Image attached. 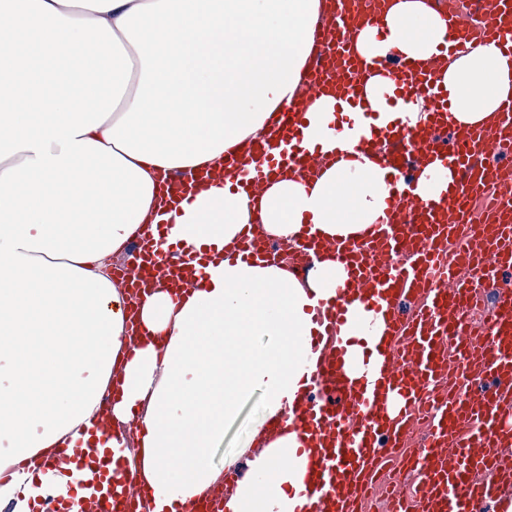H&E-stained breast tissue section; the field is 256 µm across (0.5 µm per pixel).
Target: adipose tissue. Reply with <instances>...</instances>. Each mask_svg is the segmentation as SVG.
<instances>
[{
	"mask_svg": "<svg viewBox=\"0 0 512 512\" xmlns=\"http://www.w3.org/2000/svg\"><path fill=\"white\" fill-rule=\"evenodd\" d=\"M322 0H0V440L19 467L0 472V507L31 512L69 499L95 465L59 473L23 460L68 446L90 450L105 418L115 458L137 463L146 512H179L214 485L211 449L241 399L265 388L253 425L250 475L227 512H296L271 493L298 485L277 457L297 431L267 426L298 399L316 367L311 310L348 279L331 254L306 278L245 260L244 225L288 241L312 224L358 238L383 218L379 156L335 157L337 101L309 109L308 140L330 161L315 179L288 173L261 198L224 172L299 94ZM389 41L376 38L379 30ZM447 21L426 0H387L360 33L366 58L396 51L442 65L458 123L492 125L512 99V54L481 43L443 51ZM209 169L192 201L169 209L157 180ZM165 224V242L205 261L199 288L144 294L138 310L112 281V256L134 233ZM120 371L109 411L100 397Z\"/></svg>",
	"mask_w": 512,
	"mask_h": 512,
	"instance_id": "1",
	"label": "adipose tissue"
}]
</instances>
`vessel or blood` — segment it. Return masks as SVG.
<instances>
[{
    "label": "vessel or blood",
    "mask_w": 512,
    "mask_h": 512,
    "mask_svg": "<svg viewBox=\"0 0 512 512\" xmlns=\"http://www.w3.org/2000/svg\"><path fill=\"white\" fill-rule=\"evenodd\" d=\"M327 21L313 33L315 64L303 96L284 108L268 135L251 155L230 158L226 167L248 191L258 193L284 170L314 177L327 163L318 145L306 140V114L317 99L338 96L339 125L352 132L355 149L379 153L393 171L385 200L386 224L368 240L321 242L305 229L298 242L302 261L290 266L298 279L308 271V257L320 247L345 265L349 278L336 297L324 301L316 320L325 336H313L322 352L294 424L302 437L295 457L309 456L302 485H284L288 496L308 499L305 512H360L369 489L384 467L410 468L420 474L414 501L396 497L391 512H485L489 501L512 490V169L497 155L512 139V100L501 103L492 127L463 128L448 107L440 75L421 62L396 53L367 59L354 38L370 22L358 0H328ZM487 14L483 30L448 15L447 52H467L477 43H494L512 53V0H481ZM387 78L382 109L366 113L360 106L368 81ZM427 94L432 109L410 126L379 125L381 112L399 111L410 93ZM447 169L452 182L436 202L415 193L417 175L427 165ZM206 173L184 172L160 183L165 203L175 206L194 193ZM499 195L480 223L471 205L488 189ZM246 259L273 261L277 253L252 227H245ZM193 258L174 250L142 254L130 247L121 268V283L149 291L157 281L181 282L193 272ZM468 268L472 280L460 277ZM495 288L494 307L481 335H474L470 313L478 296L474 279ZM382 316L384 330L376 355L355 359L365 339L342 328L354 306ZM458 382L434 402V415L418 448L404 440L420 420L431 382L446 370ZM240 481L236 466L224 468L222 484L208 493L195 512H224L225 499ZM126 466L109 478L106 496H79L38 504L35 512H140L139 493L130 489Z\"/></svg>",
    "instance_id": "vessel-or-blood-1"
}]
</instances>
